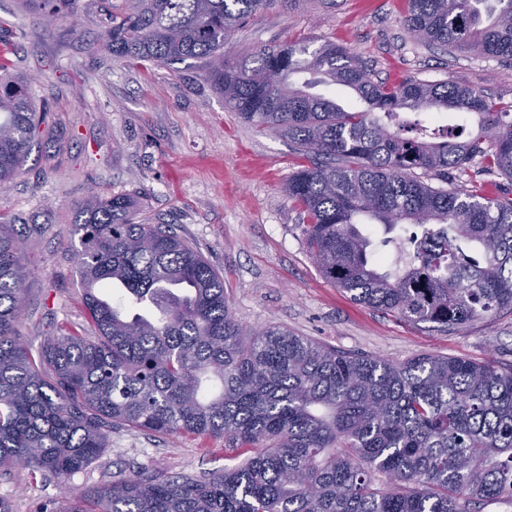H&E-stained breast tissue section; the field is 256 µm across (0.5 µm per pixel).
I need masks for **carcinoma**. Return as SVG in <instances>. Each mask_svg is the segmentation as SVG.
<instances>
[{
	"mask_svg": "<svg viewBox=\"0 0 512 512\" xmlns=\"http://www.w3.org/2000/svg\"><path fill=\"white\" fill-rule=\"evenodd\" d=\"M403 25L445 52L512 60V0H408ZM288 0H125L97 45L114 59L204 61L224 104L315 157L288 178L321 274L364 305L456 331L512 313V199L472 180L445 191L413 175L448 169L512 178V102L463 80H372L351 49L305 41L230 64L224 40ZM38 20L81 0H25ZM280 73L278 82L269 74ZM355 92L347 109L318 86ZM454 110L480 132L438 140L420 117ZM397 112L414 119L393 123ZM39 119L28 82L0 74V189L24 173ZM15 220L0 213V470L66 477L95 461L114 428L224 438L253 449L199 478L137 473L62 501L56 512H479L512 499V365L362 356L272 324L241 341L224 278L186 240L138 219L127 194L76 208L73 247L94 335L23 343L29 275ZM422 228L390 267L362 226Z\"/></svg>",
	"mask_w": 512,
	"mask_h": 512,
	"instance_id": "obj_1",
	"label": "carcinoma"
}]
</instances>
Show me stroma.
<instances>
[{
  "label": "stroma",
  "mask_w": 512,
  "mask_h": 512,
  "mask_svg": "<svg viewBox=\"0 0 512 512\" xmlns=\"http://www.w3.org/2000/svg\"><path fill=\"white\" fill-rule=\"evenodd\" d=\"M122 3L82 0L75 18L46 25L18 0H0V68L31 77L35 102L49 106L23 175L0 191V212L24 226L30 274L20 332L30 351L59 326L87 325L69 246L77 202L96 193L131 195L149 223L174 226L223 276L243 330L279 324L394 363L441 355L512 364V314L448 333L355 303L326 280L284 192L303 154L226 108L202 61L157 66L96 49ZM406 12L405 0H292L247 19L225 41L224 58L304 38L350 46L376 81L460 78L492 101H512V62L429 48L405 30ZM242 459L222 438L117 428L100 457L66 479L0 471V498L11 512H56L66 496L137 472L199 476Z\"/></svg>",
  "instance_id": "1"
}]
</instances>
